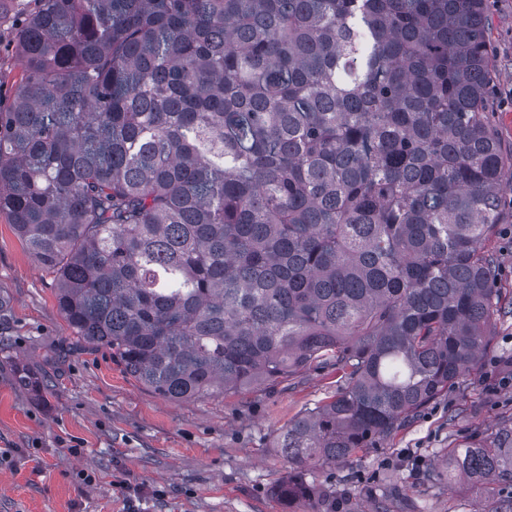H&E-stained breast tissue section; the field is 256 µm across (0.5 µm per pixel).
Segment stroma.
Masks as SVG:
<instances>
[{
	"label": "stroma",
	"mask_w": 512,
	"mask_h": 512,
	"mask_svg": "<svg viewBox=\"0 0 512 512\" xmlns=\"http://www.w3.org/2000/svg\"><path fill=\"white\" fill-rule=\"evenodd\" d=\"M493 74L487 98L512 152V0H487ZM499 311L483 357L447 394L332 472L352 512H477L479 484H424L420 462L487 437L512 414V385L492 362L512 356V243L494 234ZM28 374L35 386L20 382ZM313 366L275 386L180 403L124 373L110 351L79 342L59 312L53 274L0 218V512H311L272 488L288 473L278 431L335 394ZM97 473L87 484L83 472ZM140 487L130 502L114 487Z\"/></svg>",
	"instance_id": "obj_1"
}]
</instances>
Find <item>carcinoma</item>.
I'll use <instances>...</instances> for the list:
<instances>
[{
  "label": "carcinoma",
  "mask_w": 512,
  "mask_h": 512,
  "mask_svg": "<svg viewBox=\"0 0 512 512\" xmlns=\"http://www.w3.org/2000/svg\"><path fill=\"white\" fill-rule=\"evenodd\" d=\"M0 111V217L88 348L171 401L326 362L276 437L288 504L479 361L512 190L486 0H39ZM512 512V415L448 449Z\"/></svg>",
  "instance_id": "cac0c4a2"
}]
</instances>
